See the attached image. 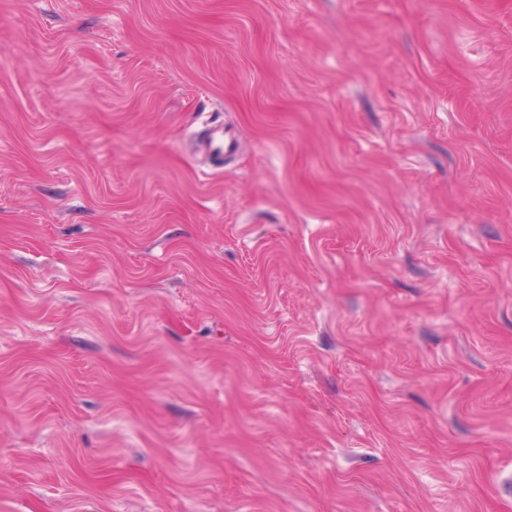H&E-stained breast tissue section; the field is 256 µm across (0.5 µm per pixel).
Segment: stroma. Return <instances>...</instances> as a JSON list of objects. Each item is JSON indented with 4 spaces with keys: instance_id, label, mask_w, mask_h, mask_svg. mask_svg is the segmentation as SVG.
I'll return each instance as SVG.
<instances>
[{
    "instance_id": "35a3bbf8",
    "label": "stroma",
    "mask_w": 512,
    "mask_h": 512,
    "mask_svg": "<svg viewBox=\"0 0 512 512\" xmlns=\"http://www.w3.org/2000/svg\"><path fill=\"white\" fill-rule=\"evenodd\" d=\"M0 512H512V0H0ZM201 139L204 150L215 160H224V154H228L235 147L233 139H227L224 135L223 125L210 124Z\"/></svg>"
}]
</instances>
